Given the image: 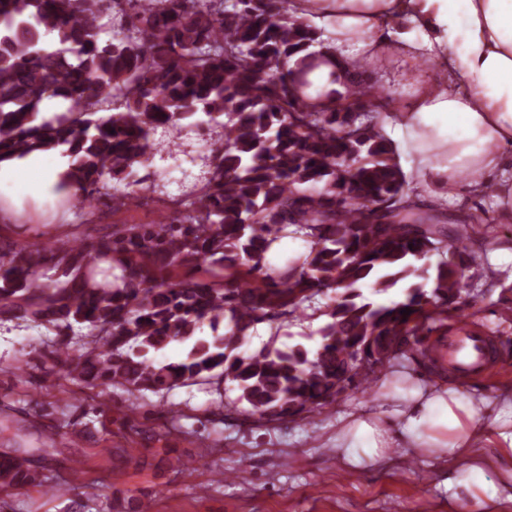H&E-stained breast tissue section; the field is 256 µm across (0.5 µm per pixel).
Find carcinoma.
<instances>
[{
  "label": "carcinoma",
  "mask_w": 512,
  "mask_h": 512,
  "mask_svg": "<svg viewBox=\"0 0 512 512\" xmlns=\"http://www.w3.org/2000/svg\"><path fill=\"white\" fill-rule=\"evenodd\" d=\"M291 0H0V160L33 151L68 158L56 190L78 205L122 183L154 150L162 127L221 129L200 195L177 202L179 222L117 228L61 250L0 247V317L56 329L87 325L107 338L58 373L89 389L169 390L222 369L238 402L267 421L365 394L394 356L446 319L462 293L469 225L453 244L434 209L410 201L392 142L371 112L296 111L291 74L307 68L320 33L289 14ZM112 11L111 37L100 20ZM118 209L135 190L112 188ZM294 225L308 252L277 271L266 254ZM450 254L435 267L419 264ZM121 270L95 281L99 263ZM416 280L402 301L365 295ZM334 292L311 354L294 347L236 353L257 325ZM408 308L412 313L401 314ZM225 324L206 338L203 326ZM190 349L176 364L151 351ZM25 452H0V489L43 483Z\"/></svg>",
  "instance_id": "1"
}]
</instances>
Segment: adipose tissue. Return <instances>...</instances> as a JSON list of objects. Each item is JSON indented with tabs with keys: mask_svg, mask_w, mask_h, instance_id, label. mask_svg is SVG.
Listing matches in <instances>:
<instances>
[{
	"mask_svg": "<svg viewBox=\"0 0 512 512\" xmlns=\"http://www.w3.org/2000/svg\"><path fill=\"white\" fill-rule=\"evenodd\" d=\"M290 12L321 33L322 56L306 78L311 102L353 100L355 62L389 57L403 67L433 59L438 75L421 77L403 102L373 103L382 126L411 169L414 200L431 205L454 198L460 172L468 189H493L494 213L485 223L512 220V0H291ZM67 166L50 153L0 162V197L49 191ZM390 396L384 407L355 408L338 416L329 437L346 469L375 466L398 443L430 448L468 462L469 480L489 497L512 489V386L496 396H460L439 379ZM493 445L505 466L486 484V457L477 441Z\"/></svg>",
	"mask_w": 512,
	"mask_h": 512,
	"instance_id": "adipose-tissue-1",
	"label": "adipose tissue"
}]
</instances>
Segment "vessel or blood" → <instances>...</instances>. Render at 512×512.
<instances>
[{
  "mask_svg": "<svg viewBox=\"0 0 512 512\" xmlns=\"http://www.w3.org/2000/svg\"><path fill=\"white\" fill-rule=\"evenodd\" d=\"M488 341V336L460 325L439 342L437 356L447 361L449 371L467 381L489 368Z\"/></svg>",
  "mask_w": 512,
  "mask_h": 512,
  "instance_id": "1",
  "label": "vessel or blood"
}]
</instances>
